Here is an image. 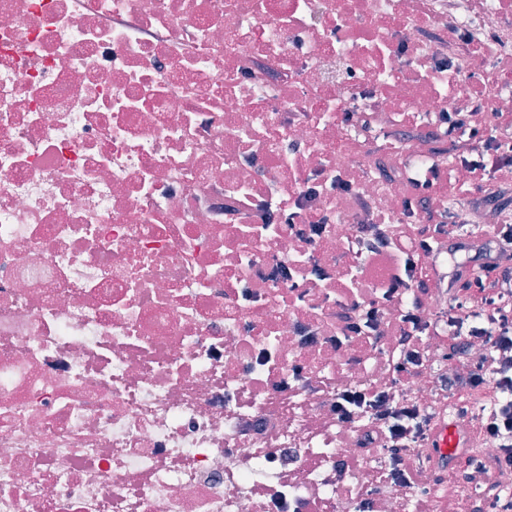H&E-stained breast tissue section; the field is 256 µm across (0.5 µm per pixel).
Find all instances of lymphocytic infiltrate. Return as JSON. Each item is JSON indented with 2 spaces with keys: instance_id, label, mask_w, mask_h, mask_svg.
I'll return each instance as SVG.
<instances>
[{
  "instance_id": "obj_1",
  "label": "lymphocytic infiltrate",
  "mask_w": 512,
  "mask_h": 512,
  "mask_svg": "<svg viewBox=\"0 0 512 512\" xmlns=\"http://www.w3.org/2000/svg\"><path fill=\"white\" fill-rule=\"evenodd\" d=\"M440 132L465 137L469 148L461 166L466 178L453 188L456 211L438 207L435 188L442 167L432 162L424 177L415 184L413 195L405 197V213L425 211L426 224H407L401 219L384 221L375 201L362 193H353L357 210L372 218L361 225L340 262L348 272L366 256L383 255L398 249L401 237L410 235L415 244L403 251V258L380 296L365 300L352 295L338 302L336 328L344 336H365L373 342L392 337L396 343L393 384L378 389H347L336 398L335 411L342 421H364L370 427L367 438L374 451L386 462L388 478L412 489L421 488L426 469L410 462L402 451L411 444L431 438V423L438 411L471 413L467 401L456 399L459 390L482 385L492 386L494 400L473 415L474 426L497 450L494 465L499 471L512 470V222L482 226L480 240L474 241L455 232L457 212L475 195L494 190L512 192V115L493 113L480 117L476 112H447L439 118ZM454 240L456 249L474 253L471 274H456L451 280L428 275L425 263L437 251L441 239ZM440 292L444 305L436 319L421 315V298ZM399 304L397 321H389L386 304ZM446 348L453 372L436 368L431 349L434 341ZM482 342L486 353L474 358L473 342ZM430 376L436 400L418 403L399 394L405 382ZM486 462L465 457L462 477L479 483L482 496L473 512H512V495L488 474Z\"/></svg>"
}]
</instances>
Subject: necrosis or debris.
<instances>
[{
  "label": "necrosis or debris",
  "mask_w": 512,
  "mask_h": 512,
  "mask_svg": "<svg viewBox=\"0 0 512 512\" xmlns=\"http://www.w3.org/2000/svg\"><path fill=\"white\" fill-rule=\"evenodd\" d=\"M452 2L0 0V512H351L382 479L332 407L386 352L335 342V281L269 271L365 223L330 188L361 101L410 145L364 162L389 214L434 157L463 178L431 115L512 112V70L421 35L512 54V0ZM434 509L389 483L371 512Z\"/></svg>",
  "instance_id": "1"
}]
</instances>
